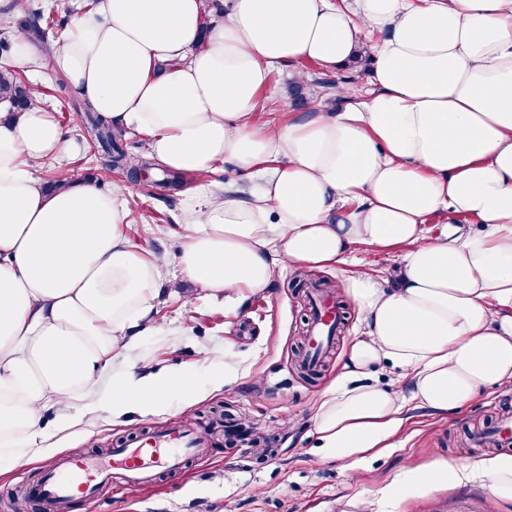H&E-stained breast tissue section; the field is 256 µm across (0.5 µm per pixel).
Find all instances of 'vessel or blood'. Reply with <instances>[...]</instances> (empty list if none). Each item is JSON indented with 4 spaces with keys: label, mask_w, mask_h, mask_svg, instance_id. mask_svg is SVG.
I'll return each instance as SVG.
<instances>
[{
    "label": "vessel or blood",
    "mask_w": 512,
    "mask_h": 512,
    "mask_svg": "<svg viewBox=\"0 0 512 512\" xmlns=\"http://www.w3.org/2000/svg\"><path fill=\"white\" fill-rule=\"evenodd\" d=\"M338 323L333 305L325 301L315 304L309 339L311 362H318L332 343ZM206 444L205 435L180 424L161 426L150 436L129 440L106 453L67 456L59 466L45 472L32 494L52 512L72 499L91 497L116 473L125 485L141 488L153 483L161 472L181 469L185 460Z\"/></svg>",
    "instance_id": "vessel-or-blood-1"
}]
</instances>
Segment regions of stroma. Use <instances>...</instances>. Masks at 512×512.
<instances>
[{
	"instance_id": "obj_1",
	"label": "stroma",
	"mask_w": 512,
	"mask_h": 512,
	"mask_svg": "<svg viewBox=\"0 0 512 512\" xmlns=\"http://www.w3.org/2000/svg\"><path fill=\"white\" fill-rule=\"evenodd\" d=\"M291 68L274 71L261 91L255 118L276 130L296 120L288 90ZM41 107L81 146L65 161L81 181L102 179L103 189L126 193L132 242L152 252L176 254L184 231L179 218L186 193L171 203L148 196L139 182L122 172L101 178L94 150L87 140L83 116L73 109L78 91L59 76L41 80ZM361 266L398 283V252L379 254L357 246L346 264L310 271L313 279L341 283L348 269ZM295 270L283 266L265 290L242 289L234 304L223 295L189 281L170 264L159 285L153 319L158 334L143 337L138 357L155 368H190L200 384L198 398H171L166 406L114 420H85L56 440L55 448L31 463H18L0 474V512H14L17 491L35 485L63 457L76 451L100 452L121 440L173 421L212 434L205 459H191L183 470L162 474L150 487L125 489L120 477L100 485L88 499L73 501L66 512H512L478 483L462 487L430 485L415 496L392 501L382 492L404 472L427 467L437 459L470 461L486 453L476 434L512 421V386L489 389L479 399L448 414L411 409L392 445L377 450L352 468L323 461L314 452L313 409L321 392L335 378L341 356L361 325L353 307L315 382L303 380L294 367L298 346L306 345L309 302L292 286ZM239 354L241 377L230 387L210 382L209 374L224 368V347Z\"/></svg>"
}]
</instances>
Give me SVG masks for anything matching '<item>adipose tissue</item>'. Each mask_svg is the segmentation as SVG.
<instances>
[{"label":"adipose tissue","mask_w":512,"mask_h":512,"mask_svg":"<svg viewBox=\"0 0 512 512\" xmlns=\"http://www.w3.org/2000/svg\"><path fill=\"white\" fill-rule=\"evenodd\" d=\"M43 75H61L161 167L201 182L187 196L182 274L225 295L267 288L281 263L323 269L364 245L400 253L398 287L359 268L342 286L362 325L315 410L320 459L352 466L389 447L407 401L438 413L512 384V0H98ZM361 54L372 93L340 112L258 125L273 70L334 69ZM78 148L54 114L0 113V462L31 461L82 413H147L188 379L134 358L168 254L132 244L120 192L33 167ZM252 186L213 182L218 166ZM478 232L440 230L438 213ZM129 371L102 394L114 359ZM409 393L382 388L375 367ZM481 482L512 503V452L437 460L403 490Z\"/></svg>","instance_id":"obj_1"}]
</instances>
